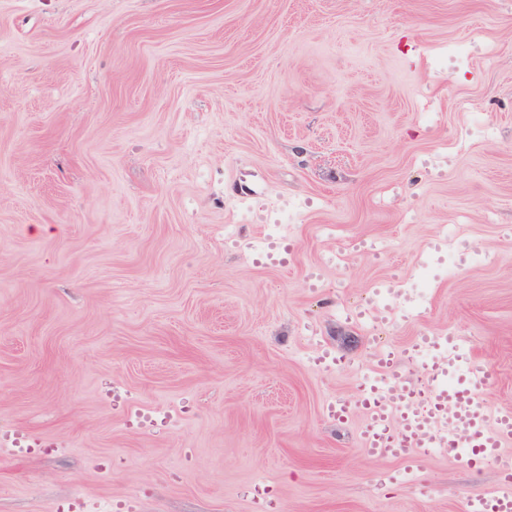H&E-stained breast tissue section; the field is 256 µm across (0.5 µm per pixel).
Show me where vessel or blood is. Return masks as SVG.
<instances>
[{
    "instance_id": "1",
    "label": "vessel or blood",
    "mask_w": 512,
    "mask_h": 512,
    "mask_svg": "<svg viewBox=\"0 0 512 512\" xmlns=\"http://www.w3.org/2000/svg\"><path fill=\"white\" fill-rule=\"evenodd\" d=\"M389 290V284L377 286L378 303L357 309V317L387 321L384 296ZM428 355L434 361L425 386L420 387L407 369ZM493 380V370L472 358L465 337H425L405 350L399 363L391 351L380 350L376 372L368 376L359 396L336 399L327 412L340 422L362 414L366 452L403 462L408 476L415 475L417 466L435 451L475 467L496 466L502 483L469 499L467 512H512V455L504 451L505 444L512 442V409L492 410L482 400Z\"/></svg>"
}]
</instances>
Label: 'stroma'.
I'll return each instance as SVG.
<instances>
[{"instance_id":"obj_1","label":"stroma","mask_w":512,"mask_h":512,"mask_svg":"<svg viewBox=\"0 0 512 512\" xmlns=\"http://www.w3.org/2000/svg\"><path fill=\"white\" fill-rule=\"evenodd\" d=\"M451 333L512 409V0H0V512H466L327 414ZM392 290H396V286L394 284L391 285L384 283L377 286L375 289V296L381 297L382 300H378V303L371 305L369 308L357 309L355 311L356 316L359 318L369 319L374 323L387 321L389 319V310L384 295Z\"/></svg>"}]
</instances>
